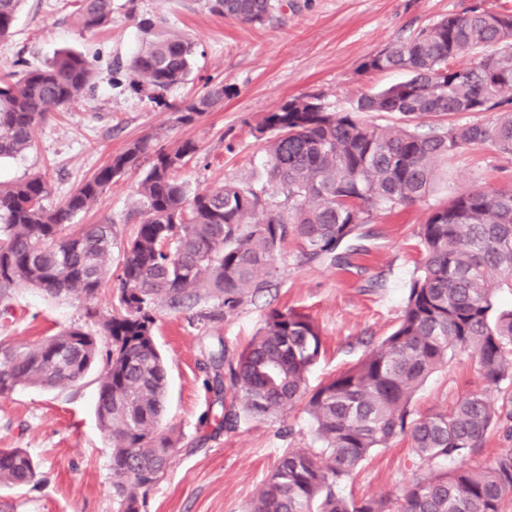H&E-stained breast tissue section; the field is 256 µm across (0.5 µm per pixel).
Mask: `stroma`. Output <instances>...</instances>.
I'll list each match as a JSON object with an SVG mask.
<instances>
[{
	"label": "stroma",
	"mask_w": 512,
	"mask_h": 512,
	"mask_svg": "<svg viewBox=\"0 0 512 512\" xmlns=\"http://www.w3.org/2000/svg\"><path fill=\"white\" fill-rule=\"evenodd\" d=\"M125 3L113 0L110 27L90 33L74 21L75 0H23L10 36L0 40V78L17 59L41 68L63 50L92 61L94 77L89 92L38 125L22 157L0 161V182L42 174L60 198L129 142L155 135L167 144L184 139L198 144L197 156L179 173L189 192L230 179L283 204V196L271 189L264 141L256 132L266 113L307 94L320 95L328 111L351 110L362 94L405 78L398 71L363 72L369 55L476 4L512 10V0H279L271 18L248 24L213 15L199 0H137L132 14ZM141 16L158 19L160 30L180 31L198 44L192 74L166 92L163 106L128 87L131 57L149 38L137 24ZM116 61L121 64L117 72L112 69ZM211 78L224 83L223 103L192 123H180L171 104L204 94ZM438 172L439 185L423 202L375 210L360 249L350 252L345 264L306 260L291 243L275 262L270 293L244 302L233 314L200 322L158 310L156 341L169 373L163 426L174 429L179 443L141 512H244L285 449L313 447L312 425L300 402L273 420L217 427L220 409L202 369L210 339L223 336L229 355H238L270 309H292L308 315L323 336L309 388L356 364L398 324L406 292L420 273L418 231L428 211L461 191L512 183V159L485 145L449 157ZM139 178L132 172L113 182L89 211L76 216V223L108 219L119 240H127L141 221L135 194ZM116 296L111 276L91 301L16 289L8 317L0 318V336L28 347L65 327L95 330L88 310L107 313ZM99 375L95 368L76 386H21L0 398V448L25 449L38 465L39 478L26 487L0 486V512H116L112 448L95 413ZM481 387L476 360L459 355L429 377L412 406L418 414L443 412ZM429 472L409 441L400 439L373 452L344 493L392 498Z\"/></svg>",
	"instance_id": "stroma-1"
}]
</instances>
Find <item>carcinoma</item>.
Returning a JSON list of instances; mask_svg holds the SVG:
<instances>
[{
  "instance_id": "obj_1",
  "label": "carcinoma",
  "mask_w": 512,
  "mask_h": 512,
  "mask_svg": "<svg viewBox=\"0 0 512 512\" xmlns=\"http://www.w3.org/2000/svg\"><path fill=\"white\" fill-rule=\"evenodd\" d=\"M22 0H0V39ZM213 14L262 23L276 0H203ZM112 21V0H78L76 24L96 32ZM196 43L178 32L141 45L129 63L130 89L159 105L190 75ZM366 72L405 71L408 78L364 94L355 112H328L310 96L267 113L266 163L281 206L233 181L192 195L176 172L198 153L184 139L171 147L141 138L115 154L55 205L53 188L35 175L0 183V315L14 289L30 286L59 298H96L118 271L112 313L96 320L106 349L81 327H69L23 350L0 338V398L20 386L78 384L92 366L98 379L97 416L112 447L117 512H140V498L168 469L177 441L160 430L167 368L154 338L156 310L189 313L204 298L227 312L272 287L275 257L293 241L308 260L339 262L337 250L380 207L405 206L433 190L439 163L463 149L492 145L512 157V13L483 9L448 16L369 56ZM91 63L63 52L50 65L0 80V159L30 148L46 115L90 87ZM224 98L216 84L183 105L178 120L193 122ZM362 112H396L403 127L369 126ZM462 112H495L488 122L448 126ZM431 116L435 126L415 120ZM148 166L137 186L142 220L117 242L114 224H71L120 178ZM421 274L412 282L395 330L357 364L308 390L307 376L323 336L300 312L271 309L263 327L235 359L223 340L204 368L216 393L224 386L241 405L222 407L218 425L240 417L276 419L307 398L315 448L286 449L245 512H501L512 491V451L485 466L442 467L483 445L494 427L512 421V395L490 397L512 379V308L496 305L512 291V188L466 190L431 208L419 228ZM118 257L117 266L112 258ZM472 355L483 389L445 412L415 416L411 400L427 378L455 354ZM406 437L431 467L395 499L354 498L344 486L373 452ZM37 465L22 448H0V485L36 482Z\"/></svg>"
}]
</instances>
